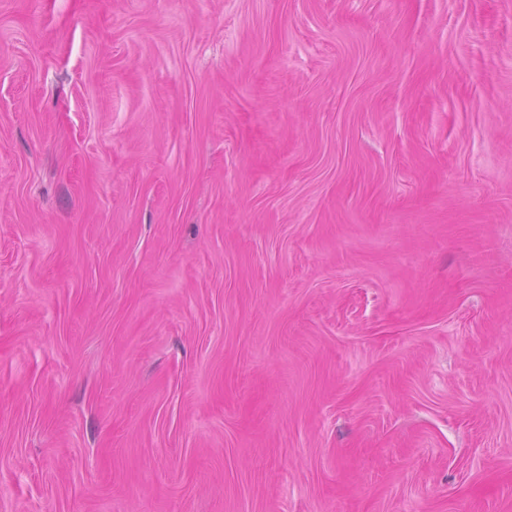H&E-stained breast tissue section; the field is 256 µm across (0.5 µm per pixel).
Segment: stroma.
<instances>
[{"label": "stroma", "instance_id": "stroma-1", "mask_svg": "<svg viewBox=\"0 0 512 512\" xmlns=\"http://www.w3.org/2000/svg\"><path fill=\"white\" fill-rule=\"evenodd\" d=\"M0 512H512V0H0Z\"/></svg>", "mask_w": 512, "mask_h": 512}]
</instances>
